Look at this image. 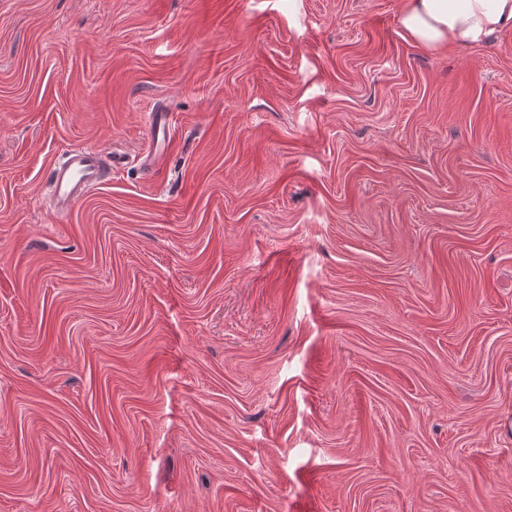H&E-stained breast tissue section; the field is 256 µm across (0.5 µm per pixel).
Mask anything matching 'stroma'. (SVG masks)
I'll return each mask as SVG.
<instances>
[{"label": "stroma", "mask_w": 512, "mask_h": 512, "mask_svg": "<svg viewBox=\"0 0 512 512\" xmlns=\"http://www.w3.org/2000/svg\"><path fill=\"white\" fill-rule=\"evenodd\" d=\"M404 5L0 0V512H512V30ZM400 23L428 50L474 46L512 29V0H407ZM150 128L152 137L151 160L159 161L169 148L172 139L169 131L168 114L166 112L151 113ZM109 172L103 153L94 147L63 152L49 174V196L52 210L67 215L77 202L101 183Z\"/></svg>", "instance_id": "stroma-1"}]
</instances>
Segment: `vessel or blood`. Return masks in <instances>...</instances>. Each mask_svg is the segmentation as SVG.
Here are the masks:
<instances>
[{
  "instance_id": "1",
  "label": "vessel or blood",
  "mask_w": 512,
  "mask_h": 512,
  "mask_svg": "<svg viewBox=\"0 0 512 512\" xmlns=\"http://www.w3.org/2000/svg\"><path fill=\"white\" fill-rule=\"evenodd\" d=\"M152 160H160L171 142L167 113H152L150 119ZM120 156L105 158L103 153L94 147L63 152L56 159L49 174V196L52 210L60 215L68 214L77 202L86 198L98 187L109 165H120Z\"/></svg>"
}]
</instances>
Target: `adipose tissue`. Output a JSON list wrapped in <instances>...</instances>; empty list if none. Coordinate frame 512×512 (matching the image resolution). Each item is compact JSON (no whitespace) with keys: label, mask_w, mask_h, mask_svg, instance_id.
I'll list each match as a JSON object with an SVG mask.
<instances>
[{"label":"adipose tissue","mask_w":512,"mask_h":512,"mask_svg":"<svg viewBox=\"0 0 512 512\" xmlns=\"http://www.w3.org/2000/svg\"><path fill=\"white\" fill-rule=\"evenodd\" d=\"M400 23L429 50L474 46L512 29V0H406Z\"/></svg>","instance_id":"obj_1"}]
</instances>
